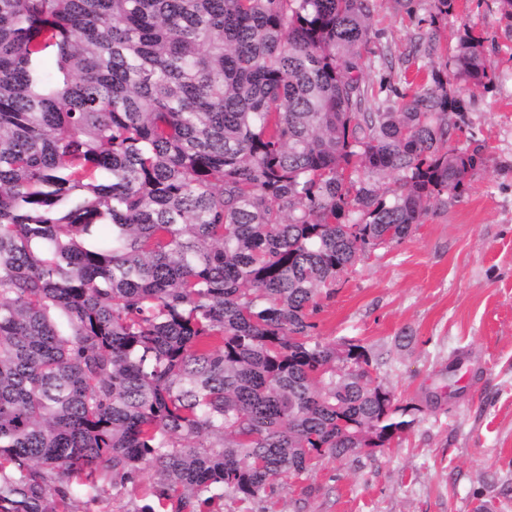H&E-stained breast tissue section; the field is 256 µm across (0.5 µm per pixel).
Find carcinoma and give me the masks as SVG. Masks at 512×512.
Listing matches in <instances>:
<instances>
[{
    "mask_svg": "<svg viewBox=\"0 0 512 512\" xmlns=\"http://www.w3.org/2000/svg\"><path fill=\"white\" fill-rule=\"evenodd\" d=\"M380 0H0V512H212L387 448L414 419L313 321L460 197L482 37L401 106ZM455 0H431V23ZM393 178V186L384 179ZM154 477V470L147 469L144 472V476L142 479L141 485L136 490H129L128 494L121 499L113 500L112 497H99L97 499H92L87 496H84V489L82 486H79L78 483L80 480L78 478H72L71 483L74 489L78 492V507L81 508L82 512H123V510L127 508H131V501H137L139 503V499L143 494V490L146 486H148Z\"/></svg>",
    "mask_w": 512,
    "mask_h": 512,
    "instance_id": "carcinoma-1",
    "label": "carcinoma"
}]
</instances>
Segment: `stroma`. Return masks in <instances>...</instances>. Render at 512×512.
<instances>
[{
    "instance_id": "stroma-1",
    "label": "stroma",
    "mask_w": 512,
    "mask_h": 512,
    "mask_svg": "<svg viewBox=\"0 0 512 512\" xmlns=\"http://www.w3.org/2000/svg\"><path fill=\"white\" fill-rule=\"evenodd\" d=\"M466 25L495 79L464 94L456 145L484 166L409 238L360 257L315 318L322 342L385 358L379 378L415 423L389 448L324 457L307 479L224 512H512V18L496 0H456L437 32L443 58ZM429 28L428 0L410 14L382 0L372 48L407 58Z\"/></svg>"
}]
</instances>
